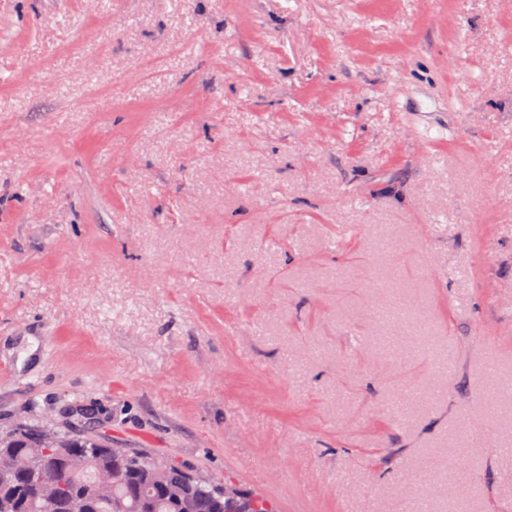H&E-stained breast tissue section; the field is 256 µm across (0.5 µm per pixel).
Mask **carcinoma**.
<instances>
[{
  "instance_id": "carcinoma-1",
  "label": "carcinoma",
  "mask_w": 512,
  "mask_h": 512,
  "mask_svg": "<svg viewBox=\"0 0 512 512\" xmlns=\"http://www.w3.org/2000/svg\"><path fill=\"white\" fill-rule=\"evenodd\" d=\"M75 450L87 453L90 465L83 484L93 488L109 479L112 468L105 462H115L126 473V483L116 492L123 501L124 512H181V501L194 502V512H273L268 500L246 493L228 502L224 500L222 483L189 476L180 466L166 465L164 483L174 495L166 500L157 498L152 489L156 474L157 455H147L129 448H109L101 441L78 434H64ZM14 446L0 445V467L16 455L34 459V471L19 474L12 485H0V499H12L11 512H70L69 503L81 499L84 493L79 485L61 472L65 452L59 448H43L39 442V428L20 426L14 429Z\"/></svg>"
}]
</instances>
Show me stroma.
<instances>
[{
    "instance_id": "35a3bbf8",
    "label": "stroma",
    "mask_w": 512,
    "mask_h": 512,
    "mask_svg": "<svg viewBox=\"0 0 512 512\" xmlns=\"http://www.w3.org/2000/svg\"><path fill=\"white\" fill-rule=\"evenodd\" d=\"M509 383L512 0H0V433L512 512Z\"/></svg>"
}]
</instances>
